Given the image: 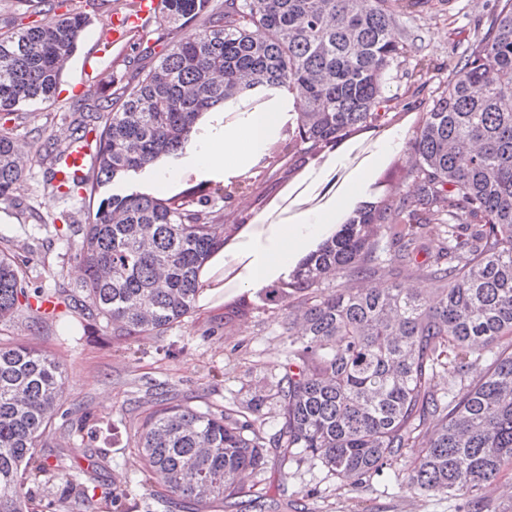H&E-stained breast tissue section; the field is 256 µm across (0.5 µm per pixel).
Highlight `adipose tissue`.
Returning <instances> with one entry per match:
<instances>
[{"label":"adipose tissue","mask_w":512,"mask_h":512,"mask_svg":"<svg viewBox=\"0 0 512 512\" xmlns=\"http://www.w3.org/2000/svg\"><path fill=\"white\" fill-rule=\"evenodd\" d=\"M305 104V89L294 85L281 91L271 109L242 111L236 124H224L219 113L210 114L198 125L186 150L185 166L216 176L242 173L259 161L264 144L279 128L283 112L301 111ZM347 204V199H339L336 208L303 213L293 223L271 231L254 249L250 284H261L270 274L288 273L297 256L335 223L337 208Z\"/></svg>","instance_id":"adipose-tissue-1"}]
</instances>
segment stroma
Segmentation results:
<instances>
[{
  "instance_id": "stroma-1",
  "label": "stroma",
  "mask_w": 512,
  "mask_h": 512,
  "mask_svg": "<svg viewBox=\"0 0 512 512\" xmlns=\"http://www.w3.org/2000/svg\"><path fill=\"white\" fill-rule=\"evenodd\" d=\"M495 0H419L412 13L399 19L395 33L404 52L394 62L387 80L382 109L396 113L392 125L363 134L373 147L362 169L375 182L376 195L405 190L411 167L407 148L382 154L380 143L391 132L412 135L423 112L447 85L448 64L480 41L488 30ZM110 4L90 11V23L65 70L56 99L50 104H30L26 119L10 122L11 135L30 161L26 192L13 204H0V249L23 260L32 286L79 289L83 270L75 258L82 236L74 225L84 224L88 207L75 197H51L43 192L44 167L35 162L50 143L66 140L69 114L74 105L93 104L130 81L137 68L154 63L164 46L194 36L189 24L158 35L150 22L143 39L153 40L149 53L131 54L129 45L113 48L99 65L105 79L89 80L84 61L105 37ZM339 158L323 165L306 162L293 174L269 171L263 181H243L228 200L214 199L211 208L224 224L249 217L251 224L275 228L279 220L273 205L297 183L323 178L339 167ZM179 175L157 186L145 174L107 185L110 193L140 190L156 196L178 191L182 181L203 175L174 161ZM69 215L62 224L60 214ZM253 306L243 318L225 322L224 308L239 298ZM283 310L264 308L261 287L238 279L232 292L207 289L195 312L164 334L121 336L112 325L68 313L41 326H33L27 310L0 321V344L28 342L53 355L65 370V393L44 438L43 454L60 457V472L33 485L34 512H127L131 498L152 504V512H168L162 502L168 492L159 479L144 480L136 448L143 418L155 407L156 390H166L173 403L201 406L221 412L233 405L262 400L260 431L276 432L280 397L276 384L284 374L288 339L279 321ZM287 470V492L280 512H466L462 500L420 495L385 474L354 486H339L317 465L282 466L278 452L268 454L265 475L278 478ZM87 481L95 495L77 505L65 499L67 479Z\"/></svg>"
}]
</instances>
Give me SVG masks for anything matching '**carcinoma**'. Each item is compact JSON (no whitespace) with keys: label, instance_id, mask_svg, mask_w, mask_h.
<instances>
[{"label":"carcinoma","instance_id":"carcinoma-1","mask_svg":"<svg viewBox=\"0 0 512 512\" xmlns=\"http://www.w3.org/2000/svg\"><path fill=\"white\" fill-rule=\"evenodd\" d=\"M42 19L0 34V115L52 101L77 50L88 13H53L51 0H25ZM159 26L197 23L112 98L77 106L70 135L38 163L53 169L72 142L93 149L88 176L68 186L47 179L52 197L96 203L79 228L76 255L86 279L79 299L55 293L120 336H159L196 309L206 269L239 243L246 224H218L213 197L232 185L189 179L175 194L102 195L162 159L185 153L195 126L247 92L300 84L307 102L288 113L259 167L311 159L393 117L378 108L401 54L393 26L401 0H162ZM408 190L343 215L288 273L263 288L288 308L285 374L278 382L282 426L267 439L256 421L168 401L144 417L137 448L144 480L164 479L172 504L196 512L236 495L266 469L268 448L281 463H318L343 485L401 469L419 493L465 500L468 512H512L485 488L512 466V0H497L486 36L466 49L446 88L409 143ZM467 157L466 165L459 159ZM14 138L0 130V204L24 191ZM431 245L420 252V240ZM423 260H418L419 255ZM386 263L394 277L380 281ZM421 273L432 295L401 285ZM29 283L0 250V320L11 318ZM470 381L466 397L432 386ZM64 393L60 363L32 344L0 346V512H29L27 484L53 472L37 451ZM288 473L248 507L279 512Z\"/></svg>","mask_w":512,"mask_h":512}]
</instances>
